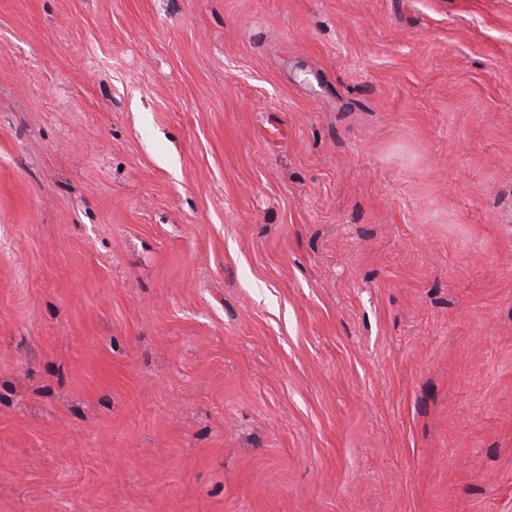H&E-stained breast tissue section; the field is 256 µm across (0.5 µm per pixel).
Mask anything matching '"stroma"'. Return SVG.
<instances>
[{"mask_svg":"<svg viewBox=\"0 0 512 512\" xmlns=\"http://www.w3.org/2000/svg\"><path fill=\"white\" fill-rule=\"evenodd\" d=\"M0 512H512V0H0Z\"/></svg>","mask_w":512,"mask_h":512,"instance_id":"obj_1","label":"stroma"}]
</instances>
